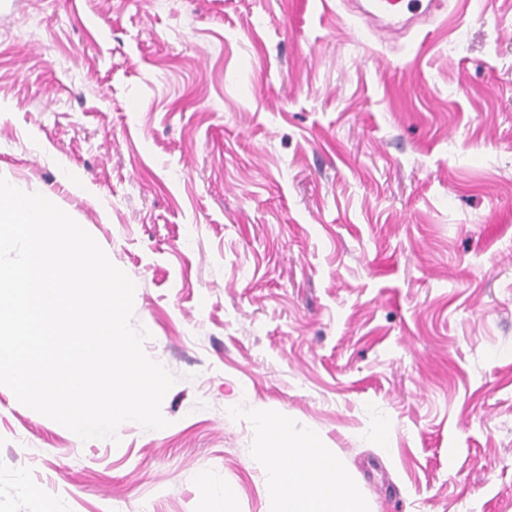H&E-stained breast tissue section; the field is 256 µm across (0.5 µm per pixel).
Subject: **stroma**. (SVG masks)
<instances>
[{"mask_svg": "<svg viewBox=\"0 0 512 512\" xmlns=\"http://www.w3.org/2000/svg\"><path fill=\"white\" fill-rule=\"evenodd\" d=\"M0 176L175 378L114 442L0 385V512H266L283 422L370 512H512V0H0ZM425 3L424 12H432L434 8V0H375L371 3V11L364 10L362 16L367 19L373 18L376 14L389 18L385 24L375 28V34L380 41H388L395 38L400 31L397 27L395 19L404 12L417 11L422 8Z\"/></svg>", "mask_w": 512, "mask_h": 512, "instance_id": "1", "label": "stroma"}]
</instances>
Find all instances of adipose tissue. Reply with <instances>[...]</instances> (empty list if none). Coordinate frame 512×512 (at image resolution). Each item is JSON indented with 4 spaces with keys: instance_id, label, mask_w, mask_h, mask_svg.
<instances>
[{
    "instance_id": "ef3b65f1",
    "label": "adipose tissue",
    "mask_w": 512,
    "mask_h": 512,
    "mask_svg": "<svg viewBox=\"0 0 512 512\" xmlns=\"http://www.w3.org/2000/svg\"><path fill=\"white\" fill-rule=\"evenodd\" d=\"M273 466L287 465L279 487L268 499L267 512H367L360 486L318 448H300L280 425L269 447L258 450Z\"/></svg>"
}]
</instances>
